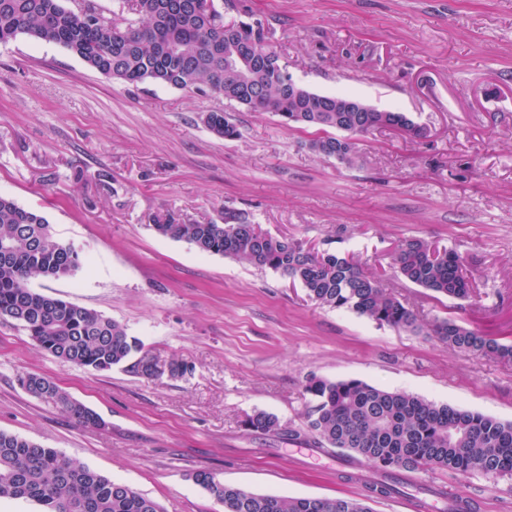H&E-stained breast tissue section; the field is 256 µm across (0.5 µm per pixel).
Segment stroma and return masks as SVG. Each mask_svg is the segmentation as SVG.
I'll return each instance as SVG.
<instances>
[{
    "instance_id": "35a3bbf8",
    "label": "stroma",
    "mask_w": 512,
    "mask_h": 512,
    "mask_svg": "<svg viewBox=\"0 0 512 512\" xmlns=\"http://www.w3.org/2000/svg\"><path fill=\"white\" fill-rule=\"evenodd\" d=\"M277 32L293 80L406 113L422 139L377 130L346 165L309 150L310 132L216 94L129 84L64 47L0 43V196L44 216L80 254L71 277L31 286L124 326L145 350L189 362L182 379L93 371L38 349L0 318V431L54 448L156 501L164 512H223L193 476L258 494L362 498L371 467L319 448L305 430L309 375L358 379L512 421V363L449 350L346 309L311 303L280 273L158 235L155 215L220 224L242 212L274 236L388 268L409 237L455 248L474 298L389 284L422 318L512 341V0H226ZM229 113L224 139L203 122ZM51 378L96 411L75 424L18 378ZM277 418L249 429L247 416ZM372 512H414L440 491L479 512H512V477L399 471Z\"/></svg>"
}]
</instances>
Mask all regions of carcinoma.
<instances>
[{"label": "carcinoma", "instance_id": "obj_1", "mask_svg": "<svg viewBox=\"0 0 512 512\" xmlns=\"http://www.w3.org/2000/svg\"><path fill=\"white\" fill-rule=\"evenodd\" d=\"M83 2L95 21H79L63 0H0V43L24 34L66 48L111 79L207 88L252 112H273L290 128L322 132L309 149L349 164L357 156V136L384 128L424 136V128L404 112L370 105L359 112H338L336 104L350 97L288 89L287 66L274 47L276 31L259 19L224 22V6L215 0H134L129 10L138 16L136 21L116 13L106 17L93 0ZM206 125L218 137L239 135L224 112L208 114ZM153 227L200 252L270 268L299 283L316 305L345 308L379 324L424 332L454 351L512 362V343L461 326L452 317L424 326L414 308L352 257L273 236L241 213H224L222 224L190 223L166 214L154 218ZM391 259L395 273L435 298L462 300L473 290L466 259L452 248L405 238ZM81 264L78 252L45 217L0 196L1 318L20 325L43 351L79 367L106 371L121 366L150 381L159 379V370L170 379L191 373L192 366L184 360H165L143 350L111 319L29 286L34 278L73 276ZM19 383L75 422L101 425L96 412L52 380L26 374ZM304 392L311 402L306 428L318 445L359 455L374 469L376 477L368 486L371 497L396 492V470L512 476V421L356 379L311 376ZM245 423L257 432L277 428L276 418L264 412L248 416ZM193 478L224 512H370L357 499L261 495L228 485L207 471ZM1 499L30 501L42 512H162L157 502L61 451L2 431Z\"/></svg>", "mask_w": 512, "mask_h": 512}]
</instances>
